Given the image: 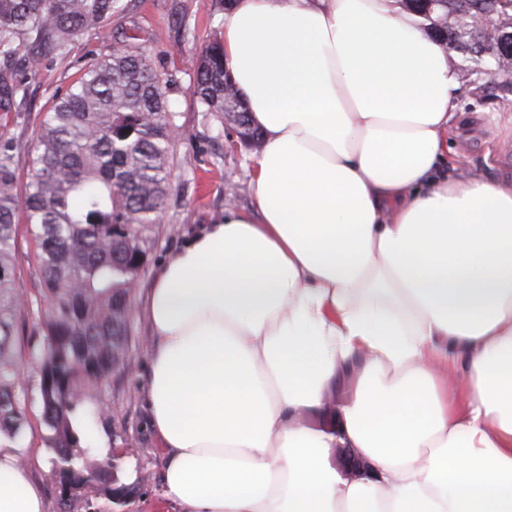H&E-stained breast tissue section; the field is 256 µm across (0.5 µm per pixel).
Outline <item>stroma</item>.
Masks as SVG:
<instances>
[{
	"label": "stroma",
	"mask_w": 512,
	"mask_h": 512,
	"mask_svg": "<svg viewBox=\"0 0 512 512\" xmlns=\"http://www.w3.org/2000/svg\"><path fill=\"white\" fill-rule=\"evenodd\" d=\"M124 3L125 12L112 17L107 27L112 31L121 28L135 36L137 45L158 73L177 77L178 85L170 97L183 127L182 135L174 140L172 147L173 178L165 205L166 222L135 295L140 303L168 254L204 225L223 218L226 194L234 195L238 207H250L253 196L250 161L254 149L237 144L233 131L222 129L218 121L204 117L190 93L191 59L200 51L219 17L215 0H124ZM79 76L78 66L66 61L30 76L29 121L23 128L11 124L6 127L7 133L16 138L20 154H27L35 128L55 89ZM455 117L460 126L472 117L480 122V132L475 138L459 134L448 142L449 151L464 162L465 173L512 183V169L504 165L505 150H512V92L488 89L483 80H472L459 98ZM34 251L26 223H19L16 286L28 302L38 297L40 289ZM149 336L140 313H133L128 369L111 374L93 391L90 401L77 409L86 438L106 431L112 448L123 457V465L114 471L116 484L124 483L130 467L142 480L128 504L110 505L102 495L81 497L74 504V512H167L159 482L163 460L148 424L143 394ZM20 378L28 400L27 426L19 447L26 458L35 460L33 476L53 510L60 488L51 471L50 432L41 419L39 373L30 359H23Z\"/></svg>",
	"instance_id": "1"
}]
</instances>
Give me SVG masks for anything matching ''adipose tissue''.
<instances>
[{
	"mask_svg": "<svg viewBox=\"0 0 512 512\" xmlns=\"http://www.w3.org/2000/svg\"><path fill=\"white\" fill-rule=\"evenodd\" d=\"M219 21L264 145L142 309L173 512H512V185L448 155L450 50L398 0ZM0 512H47L6 448Z\"/></svg>",
	"mask_w": 512,
	"mask_h": 512,
	"instance_id": "obj_1",
	"label": "adipose tissue"
}]
</instances>
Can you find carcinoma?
<instances>
[{"instance_id": "obj_1", "label": "carcinoma", "mask_w": 512, "mask_h": 512, "mask_svg": "<svg viewBox=\"0 0 512 512\" xmlns=\"http://www.w3.org/2000/svg\"><path fill=\"white\" fill-rule=\"evenodd\" d=\"M428 31L465 56L460 74L496 65L474 50L477 0H405ZM121 0H0V120L25 122L28 79L44 65L71 58L84 33L103 32L122 14ZM177 80L159 79L144 53L118 31L111 52L92 58L80 78L52 95L28 154V181L18 189L19 154L0 134V447L20 442L27 424L18 390L22 313H44L43 348L29 350L40 369L42 416L61 486L58 512L79 496L105 494L121 505L132 490L115 485L114 466L89 463L71 413L108 375L127 368L135 292L165 223L171 189L170 145L182 125L169 94ZM198 111L230 127L245 145L251 124L224 72L221 28L194 61L190 87ZM24 208L35 244L40 298L29 309L16 288V216Z\"/></svg>"}]
</instances>
